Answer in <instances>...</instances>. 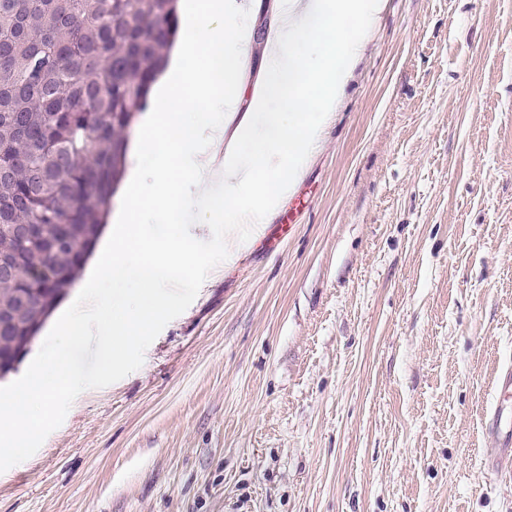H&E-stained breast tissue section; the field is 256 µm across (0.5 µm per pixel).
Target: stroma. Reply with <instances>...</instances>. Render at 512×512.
<instances>
[{"label":"stroma","mask_w":512,"mask_h":512,"mask_svg":"<svg viewBox=\"0 0 512 512\" xmlns=\"http://www.w3.org/2000/svg\"><path fill=\"white\" fill-rule=\"evenodd\" d=\"M249 9L250 79L274 0ZM512 0H384L293 190L0 512H512ZM497 391L499 398L488 409L487 414L492 420L491 444L495 452L488 456L484 462L486 474L499 475L512 471V420L504 417L506 402L512 395V369H503L498 377Z\"/></svg>","instance_id":"obj_1"}]
</instances>
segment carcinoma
Wrapping results in <instances>:
<instances>
[{"label": "carcinoma", "instance_id": "cac0c4a2", "mask_svg": "<svg viewBox=\"0 0 512 512\" xmlns=\"http://www.w3.org/2000/svg\"><path fill=\"white\" fill-rule=\"evenodd\" d=\"M178 0H0V352L72 288L178 28ZM18 224L40 232L23 239Z\"/></svg>", "mask_w": 512, "mask_h": 512}]
</instances>
